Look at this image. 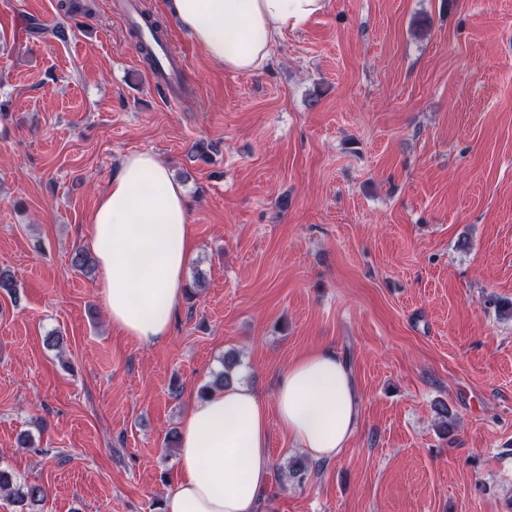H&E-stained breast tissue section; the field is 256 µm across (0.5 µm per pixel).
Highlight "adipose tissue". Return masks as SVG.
I'll return each instance as SVG.
<instances>
[{
  "instance_id": "obj_1",
  "label": "adipose tissue",
  "mask_w": 512,
  "mask_h": 512,
  "mask_svg": "<svg viewBox=\"0 0 512 512\" xmlns=\"http://www.w3.org/2000/svg\"><path fill=\"white\" fill-rule=\"evenodd\" d=\"M328 0H166L169 15L221 68L265 67L289 30ZM88 249L99 298L114 328L152 344L170 334L195 254L184 190L150 152L124 154L91 216ZM361 413L353 373L320 348L279 375L273 402L234 381L195 399L179 425L177 478L164 512H257L272 468L271 421L311 458L336 459Z\"/></svg>"
}]
</instances>
